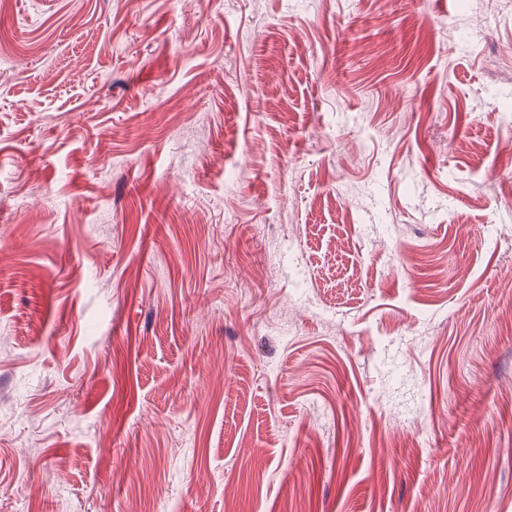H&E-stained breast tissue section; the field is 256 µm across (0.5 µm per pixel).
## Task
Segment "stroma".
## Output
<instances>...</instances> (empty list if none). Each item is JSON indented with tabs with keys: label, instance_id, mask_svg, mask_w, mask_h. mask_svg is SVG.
Masks as SVG:
<instances>
[{
	"label": "stroma",
	"instance_id": "35a3bbf8",
	"mask_svg": "<svg viewBox=\"0 0 512 512\" xmlns=\"http://www.w3.org/2000/svg\"><path fill=\"white\" fill-rule=\"evenodd\" d=\"M512 0H0V512H512Z\"/></svg>",
	"mask_w": 512,
	"mask_h": 512
}]
</instances>
